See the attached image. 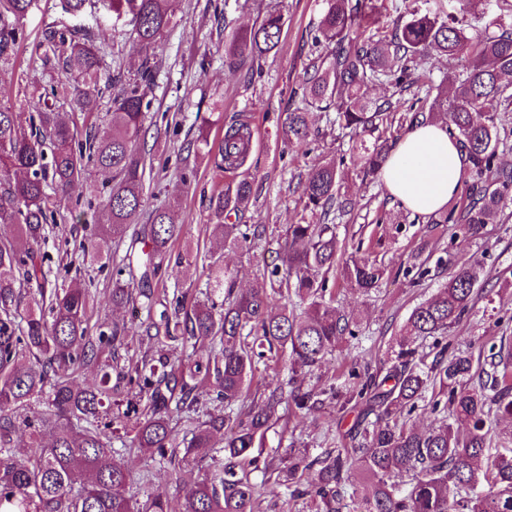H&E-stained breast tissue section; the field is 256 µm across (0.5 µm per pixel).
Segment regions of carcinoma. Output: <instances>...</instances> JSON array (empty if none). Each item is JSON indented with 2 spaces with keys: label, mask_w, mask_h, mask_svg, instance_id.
I'll list each match as a JSON object with an SVG mask.
<instances>
[{
  "label": "carcinoma",
  "mask_w": 512,
  "mask_h": 512,
  "mask_svg": "<svg viewBox=\"0 0 512 512\" xmlns=\"http://www.w3.org/2000/svg\"><path fill=\"white\" fill-rule=\"evenodd\" d=\"M37 0H0V59L14 52L18 29L6 23L28 13ZM102 2L120 15H132L136 41L151 55L171 22L170 0H61L64 12L83 15L86 6ZM368 0H327L321 34L330 45L325 69H314L305 79L306 92L320 104L336 102L332 124L357 137V163L367 176L381 172L392 142L388 102H373L370 87L395 83L415 85L432 98L429 112L408 117V128L420 116L448 124L472 165L473 182L458 214H445L472 240L482 237L505 202L512 200V171L500 166L498 113L512 94L503 85L512 75V29L497 33L469 30L437 12H409L392 29L381 27L377 38L361 40ZM284 15L268 11L260 23L239 31L225 47L229 61L258 58L279 44ZM49 43L66 53L86 87L100 76L99 48L75 30L50 33ZM453 62L467 59L462 72L448 76L451 91L427 76L430 53ZM152 66L145 61L137 78L122 84L113 110L102 129L78 137V127L46 106L37 112L30 129L19 125L13 113L0 110V223L13 226L12 238L0 240V512H173L169 501L148 496L140 501L130 494L131 476L123 453L112 447L104 430H124V449H136L164 460L172 440V409L198 413L211 403L205 420L195 426L184 448L186 466L207 460L208 471L188 482L178 512H256L261 486L236 471L234 459L245 458L253 470L276 473L277 483L293 496L312 495L321 512H512V338L500 337L491 353L490 370L472 374L473 358L457 351L435 362L429 371L418 367L422 338L438 339L472 309L482 270L475 263L448 277L435 296L418 304L406 321L405 336L394 352L395 365L384 377L349 372L345 392L335 391L344 404L361 405L374 420L360 423L349 434L350 447L336 448L318 463L317 478L302 489L301 476L316 465L285 448L281 466L254 453L266 433L296 410L311 411L313 394L298 384L302 375L317 369L325 356L349 332V319L333 306L327 275L342 258L332 224L304 222L286 228L288 246L281 263L264 267L271 290L292 293L309 301L305 315L283 304L271 305L263 288L241 292L231 270L216 258L208 265L209 293L187 301L175 297L163 305L160 322L145 328V337L158 346L157 354L129 365H117L116 375L130 389L128 403L144 404L140 412L109 414L110 374L95 386L78 388L73 378L93 362L98 352L124 345L126 328L89 335V295L65 286L52 276L41 243L49 232L57 202L75 182H86L90 170L107 171L111 181L94 216L97 233L86 250L92 263L111 261L110 244L133 230V243L122 263L112 267V304L125 306L146 300L152 306L153 279L162 269L172 244L184 225L173 209L157 207L147 223L142 211L146 158L138 146L149 102L146 88ZM73 111L90 114L96 99L74 90ZM283 133L288 142H302L312 133L309 113H284ZM248 124L229 127L217 146L200 132L199 143L215 155L222 171L240 168L250 153ZM53 194H48L47 189ZM340 176L333 162L314 165L303 186L305 209L328 215L332 206L347 213L352 202L340 195ZM251 182L243 179L209 201L213 235L224 246L249 251L266 234L264 224H227L224 213L249 199ZM351 286L369 292L378 287L384 268L364 257H350L342 266ZM36 297L22 305L24 294ZM221 295V304L214 296ZM208 349L183 368H173L167 353L188 346ZM281 352L291 358L292 375L273 390L255 395L251 385L267 354ZM210 381L205 388L198 377ZM452 406L453 422L430 429L407 424L425 400L429 387ZM47 397L49 412L37 424L23 417L31 402ZM32 429L34 439L47 433L49 442L36 445L26 459L10 448L17 420ZM505 420L502 431L510 446L494 454L493 424ZM357 471L371 483L365 497H348L344 485Z\"/></svg>",
  "instance_id": "1"
}]
</instances>
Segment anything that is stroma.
Segmentation results:
<instances>
[{
    "label": "stroma",
    "mask_w": 512,
    "mask_h": 512,
    "mask_svg": "<svg viewBox=\"0 0 512 512\" xmlns=\"http://www.w3.org/2000/svg\"><path fill=\"white\" fill-rule=\"evenodd\" d=\"M171 8L172 22L154 52L148 94L144 138L154 161L146 172L143 209L148 212L173 203L184 231L172 247L173 257L181 261L179 271L159 278L155 291L193 297L205 291L203 260L212 253L234 271L238 288L262 287L263 268L281 252L286 226L312 218L304 209L302 188L313 165L340 158L345 161L340 169L342 190L355 208L345 216L330 213L325 221L335 225L347 253L376 258L387 267L379 287L367 293L349 287L342 277L330 278L334 304L347 314L358 336L343 339L305 379L304 389L317 395L320 407L291 415L286 431L271 429L263 458L279 460L286 441L311 460L339 446L356 423L358 411L341 399L330 398L329 389L336 385L338 375L354 363L377 371L390 358L411 310L434 295L448 276L476 261L484 268L482 288L469 317L451 329L446 341L450 348L469 352L474 367H483L492 344L502 334H512V204L474 241L463 237L456 224H436L415 215L390 196L381 179L363 177L352 165L353 136L329 123L334 108L309 106L303 92L305 70L322 65L326 53L318 34L327 0H171ZM274 8L286 19L276 53L227 63L225 41ZM447 11L463 23L491 32L512 27V0H481L474 9L467 0H448ZM76 25L101 48V77L95 90L98 119L110 112L122 79L139 70L145 53L131 34L129 16H116L98 5L75 18L63 12L60 0H37L15 23L22 41L9 60H0V108L13 112L20 124L29 125L49 85L56 89V111L71 114L77 71L66 67L47 35ZM298 108L309 110L319 134L307 142L290 144L283 138L280 115ZM240 122L247 123L253 134L245 163L235 174H225L216 170L211 156L201 154L190 188H182L179 159L196 149L200 128H208L211 139L217 141L229 126ZM244 177L251 181L252 193L229 221L267 227L265 238L247 252L225 248L206 229L211 222L210 198L233 179ZM91 200L82 184L61 200L44 250L61 279H74L88 288L92 323L125 325L130 338L118 353L103 351L79 373L81 386L98 381L102 368L111 362L123 365L148 355L149 346L139 335L146 323L160 315L156 308L113 307L111 268L83 265L82 245L89 230L75 217L88 212ZM418 252L430 257L429 273L421 279L407 269L411 255ZM124 461L134 479L131 494L139 498L148 493L178 503L175 478L183 466L181 458L159 468L134 451Z\"/></svg>",
    "instance_id": "obj_1"
}]
</instances>
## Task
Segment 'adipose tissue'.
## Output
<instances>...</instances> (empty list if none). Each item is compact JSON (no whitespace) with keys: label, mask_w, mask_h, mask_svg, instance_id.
<instances>
[{"label":"adipose tissue","mask_w":512,"mask_h":512,"mask_svg":"<svg viewBox=\"0 0 512 512\" xmlns=\"http://www.w3.org/2000/svg\"><path fill=\"white\" fill-rule=\"evenodd\" d=\"M466 155L442 122L413 128L390 149L381 179L407 209L429 216L443 210L457 193Z\"/></svg>","instance_id":"obj_1"}]
</instances>
